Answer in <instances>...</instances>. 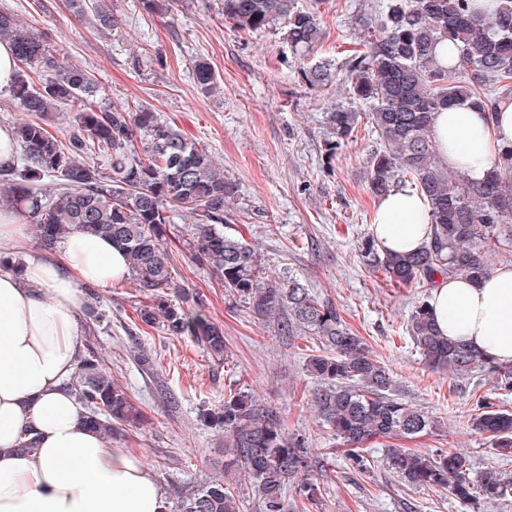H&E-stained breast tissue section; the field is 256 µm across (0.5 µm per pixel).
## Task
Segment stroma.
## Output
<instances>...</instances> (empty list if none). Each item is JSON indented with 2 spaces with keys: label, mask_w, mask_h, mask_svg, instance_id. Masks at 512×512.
<instances>
[{
  "label": "stroma",
  "mask_w": 512,
  "mask_h": 512,
  "mask_svg": "<svg viewBox=\"0 0 512 512\" xmlns=\"http://www.w3.org/2000/svg\"><path fill=\"white\" fill-rule=\"evenodd\" d=\"M379 0H295L318 13L321 34L314 61L342 65L367 35ZM120 23L100 29L92 14L75 16L69 0H0L24 27L45 34L65 64L88 71L97 107H140L187 135L208 153L238 193L228 211L254 247L267 275L294 277L336 308L385 364L406 404L440 423L438 431L363 446L366 469L354 468L329 429L322 426L313 394L318 378L306 370L320 343L314 335L286 336L281 317L260 318L227 295L187 248L193 214L175 212L167 237L174 277L198 294L223 325L228 357L212 361L187 339L141 324L136 309L146 302L132 280L84 294L85 306L105 313L80 318L82 351H94L114 380L145 411L142 426L113 438L114 446L138 455L167 497L188 493L204 479L227 474L238 490L240 512H265L253 483L239 470H225L224 433L199 418L225 395L246 391L257 405L302 436L316 465L317 502L288 499L298 512H512V500L462 504L445 489L411 488L388 467V447L433 454H465L476 477H512V457L494 454L470 420L481 399L512 409V393L497 394L490 371L455 375L426 368L407 333L415 304L429 285H391L359 252L376 197L367 172L378 143L356 128L334 155L325 150L322 115L349 103V84L337 77L312 86L303 65L277 31L243 33L224 20L221 0H177L171 10H145L141 0H114ZM206 60L218 88L204 93L194 63ZM151 355L142 370L139 351Z\"/></svg>",
  "instance_id": "35a3bbf8"
}]
</instances>
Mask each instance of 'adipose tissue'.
Here are the masks:
<instances>
[{
  "mask_svg": "<svg viewBox=\"0 0 512 512\" xmlns=\"http://www.w3.org/2000/svg\"><path fill=\"white\" fill-rule=\"evenodd\" d=\"M433 126L442 160L477 183L512 149V101L492 112L446 108ZM429 209L410 187L381 196L371 222L378 248L418 251L431 238ZM28 231L16 205L0 204V512H167L143 462L90 431L68 387L81 348L80 288L127 279L126 259L86 232L48 254L17 250ZM428 304L443 336L512 365V264L477 281L437 278ZM28 439L33 450L19 451Z\"/></svg>",
  "mask_w": 512,
  "mask_h": 512,
  "instance_id": "obj_1",
  "label": "adipose tissue"
}]
</instances>
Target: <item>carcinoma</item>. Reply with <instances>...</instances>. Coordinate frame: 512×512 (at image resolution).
I'll use <instances>...</instances> for the list:
<instances>
[{
  "label": "carcinoma",
  "instance_id": "carcinoma-1",
  "mask_svg": "<svg viewBox=\"0 0 512 512\" xmlns=\"http://www.w3.org/2000/svg\"><path fill=\"white\" fill-rule=\"evenodd\" d=\"M72 8L92 11L103 28L117 24L111 0H71ZM224 21L237 30L283 29V41L306 58L320 37L317 14L299 9L293 0H223ZM0 38L13 43L23 66L12 85L14 100L32 119L14 127L21 164L0 168V189L21 215L34 225L41 244L54 248L75 230L108 237L126 255L131 278L148 297L137 317L170 336L187 337L215 362L228 356L224 329L203 301L170 292L177 284L164 247L172 213H194L188 243L196 264L206 267L224 291L259 316L284 315L283 332H311L320 353L307 371L322 381L314 393L318 416L346 448L360 470L366 468L360 448L373 438L414 437L438 428V421L395 397L390 370L373 358L362 337L341 319L336 308L320 301L296 278L277 282L264 275L255 249L235 224L224 217L236 197L235 184L224 170L187 137L145 109H101L90 101L95 83L81 68L66 66L54 55L43 34L28 32L8 12H0ZM454 46L457 67L443 66L437 47ZM350 99L363 111L336 107L324 114L326 151L333 154L350 138L364 117L380 149L370 158V186L377 196L410 184L430 205L431 240L410 254H380L375 240H362L360 254L384 271L394 285L433 284L437 276L481 278L491 271L485 249L512 238V180L499 168L481 183L460 171H445L432 132L433 113L448 106L496 108L495 91L512 86V0H499L495 13L484 16L471 0H389L381 6L376 27L362 49L345 62ZM37 79H32L31 75ZM194 75L200 88L216 87L208 62L198 60ZM311 85L332 78V67L320 62L302 71ZM73 105V133L55 137L46 115ZM145 137L142 153L136 134ZM86 161H79V157ZM103 156L107 168L94 158ZM61 181L63 192L48 198L39 192L45 179ZM408 335L424 363L464 374L492 361L442 336L427 301L418 302ZM71 391L88 410L86 424L107 437L122 434L144 418L125 388L103 368L98 354L80 357ZM205 422L224 429L230 450L227 467L254 480L268 512H284L288 483L302 479L298 496L311 500L315 488L306 475L312 460L305 441L286 432L274 415L263 412L249 394L224 397ZM473 430L486 436L501 455L512 453V410L484 402L472 417ZM387 463L397 477L416 488H447L465 504L512 499V478H472L465 456L457 452L426 454L406 448L388 449ZM234 489L224 477H212L177 497L175 512H237Z\"/></svg>",
  "mask_w": 512,
  "mask_h": 512
}]
</instances>
